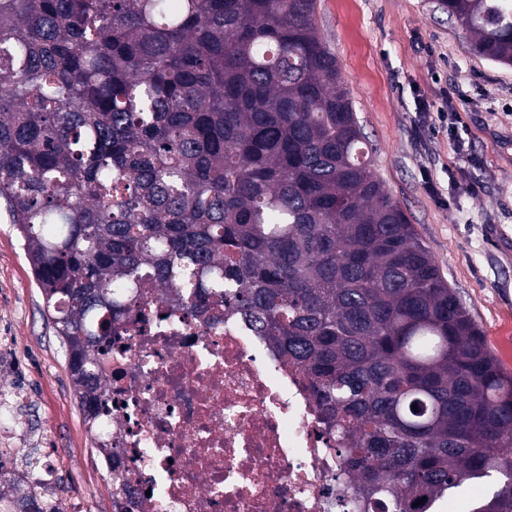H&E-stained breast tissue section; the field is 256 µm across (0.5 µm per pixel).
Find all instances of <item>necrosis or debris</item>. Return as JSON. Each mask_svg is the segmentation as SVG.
Here are the masks:
<instances>
[{
  "mask_svg": "<svg viewBox=\"0 0 512 512\" xmlns=\"http://www.w3.org/2000/svg\"><path fill=\"white\" fill-rule=\"evenodd\" d=\"M114 512H342V465L306 380L233 313L149 289L101 355Z\"/></svg>",
  "mask_w": 512,
  "mask_h": 512,
  "instance_id": "necrosis-or-debris-1",
  "label": "necrosis or debris"
}]
</instances>
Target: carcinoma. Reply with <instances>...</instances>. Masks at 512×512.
Segmentation results:
<instances>
[{"label":"carcinoma","instance_id":"obj_1","mask_svg":"<svg viewBox=\"0 0 512 512\" xmlns=\"http://www.w3.org/2000/svg\"><path fill=\"white\" fill-rule=\"evenodd\" d=\"M512 67V0H438ZM318 0H0V214L84 418L144 288L227 306L308 382L345 512H512V375L371 170ZM0 464V512H63ZM426 498L424 504L417 501ZM493 479L484 481L482 484H468L461 488L452 512H470L474 502L483 496H486L492 490Z\"/></svg>","mask_w":512,"mask_h":512}]
</instances>
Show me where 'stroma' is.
<instances>
[{"instance_id":"stroma-1","label":"stroma","mask_w":512,"mask_h":512,"mask_svg":"<svg viewBox=\"0 0 512 512\" xmlns=\"http://www.w3.org/2000/svg\"><path fill=\"white\" fill-rule=\"evenodd\" d=\"M435 0H318L317 25L374 148L373 170L414 225L441 275L512 372V68L484 60ZM452 104L442 126L427 104ZM0 383L27 392L0 460L27 473L51 461L45 491L64 512H112L65 350L23 245L0 220Z\"/></svg>"}]
</instances>
